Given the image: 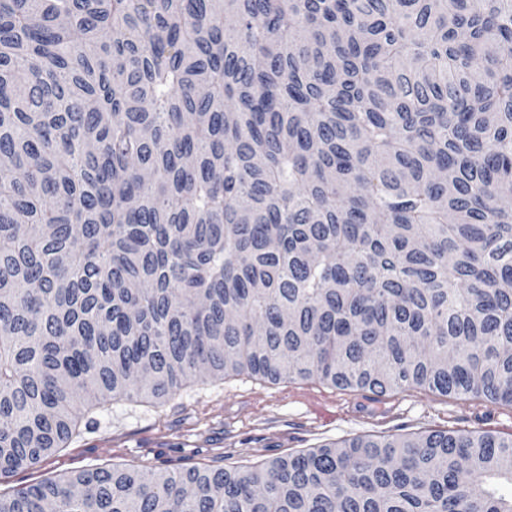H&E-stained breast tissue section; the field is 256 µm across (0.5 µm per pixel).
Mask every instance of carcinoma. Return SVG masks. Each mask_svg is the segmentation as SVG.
<instances>
[{
    "instance_id": "cac0c4a2",
    "label": "carcinoma",
    "mask_w": 512,
    "mask_h": 512,
    "mask_svg": "<svg viewBox=\"0 0 512 512\" xmlns=\"http://www.w3.org/2000/svg\"><path fill=\"white\" fill-rule=\"evenodd\" d=\"M249 373L512 406V0H0V484ZM512 438L92 467L0 512H512Z\"/></svg>"
}]
</instances>
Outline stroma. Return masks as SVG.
<instances>
[{"label": "stroma", "instance_id": "obj_1", "mask_svg": "<svg viewBox=\"0 0 512 512\" xmlns=\"http://www.w3.org/2000/svg\"><path fill=\"white\" fill-rule=\"evenodd\" d=\"M91 429L38 466L18 471L13 485L68 475L94 465L149 459L174 468L184 461L213 464L224 453L261 464L294 451L358 436L433 430H487L512 437V406L414 390L376 398L315 380L273 383L229 376L184 389L156 408L115 402L92 413Z\"/></svg>", "mask_w": 512, "mask_h": 512}]
</instances>
